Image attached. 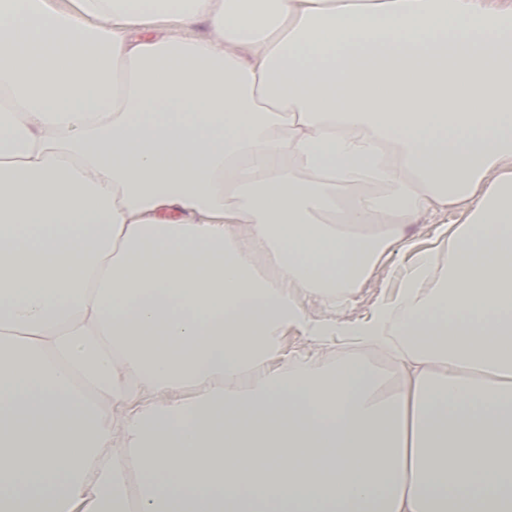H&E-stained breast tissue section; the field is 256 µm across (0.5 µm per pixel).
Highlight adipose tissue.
<instances>
[{
    "label": "adipose tissue",
    "mask_w": 512,
    "mask_h": 512,
    "mask_svg": "<svg viewBox=\"0 0 512 512\" xmlns=\"http://www.w3.org/2000/svg\"><path fill=\"white\" fill-rule=\"evenodd\" d=\"M1 93L0 512H512V0H0ZM456 219V214L452 210H448V214L444 216L427 215L419 219L417 224H408L406 232L409 235L417 237L420 241L426 242L432 235V230L436 224L448 222L452 224ZM404 260V254L399 245L392 247L389 265L379 270L375 276L363 287L350 295L345 305L333 316L327 313L320 306L313 304L311 306V315L313 318H331L338 321L354 322L366 316L376 305L384 294L395 292V280L393 279V269L399 266ZM286 352L288 359L300 357H313L323 361L328 366L336 365L340 357L355 353H374L378 355L382 368L395 372V353L393 350L379 348L370 350L360 347L352 336H324L320 340H312L300 331L288 333L286 339Z\"/></svg>",
    "instance_id": "1"
}]
</instances>
